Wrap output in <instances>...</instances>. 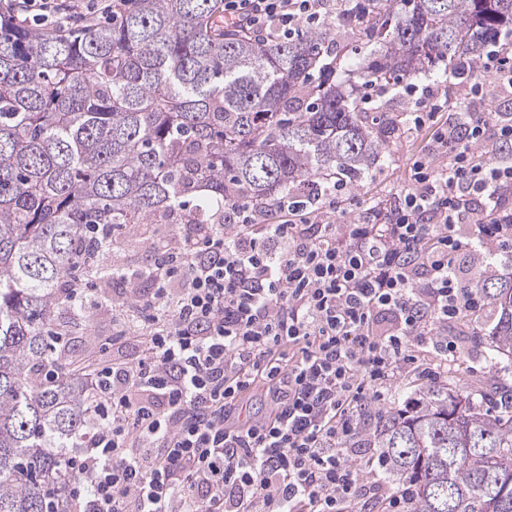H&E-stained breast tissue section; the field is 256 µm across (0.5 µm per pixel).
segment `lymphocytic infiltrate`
Returning <instances> with one entry per match:
<instances>
[{
  "label": "lymphocytic infiltrate",
  "instance_id": "lymphocytic-infiltrate-1",
  "mask_svg": "<svg viewBox=\"0 0 512 512\" xmlns=\"http://www.w3.org/2000/svg\"><path fill=\"white\" fill-rule=\"evenodd\" d=\"M346 0H224L233 28L291 39ZM22 26L111 17L113 0H5ZM512 90V53L489 45L471 74ZM429 131L384 207L336 182L305 186L263 220L233 199L224 221L180 225L145 266L150 288L117 293L112 333L136 358L101 353L88 372L85 430L61 459L70 512H365L371 487L352 443L384 414L412 348L432 376L458 351L450 322L486 305L483 255L512 251V113L469 103L447 117L446 83L399 84ZM470 253L472 264L458 262ZM264 388L267 414L241 419Z\"/></svg>",
  "mask_w": 512,
  "mask_h": 512
}]
</instances>
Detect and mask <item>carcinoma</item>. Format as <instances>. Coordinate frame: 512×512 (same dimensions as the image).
Masks as SVG:
<instances>
[{"mask_svg": "<svg viewBox=\"0 0 512 512\" xmlns=\"http://www.w3.org/2000/svg\"><path fill=\"white\" fill-rule=\"evenodd\" d=\"M223 0H131L117 22L64 33L0 18V512H68L86 371L52 351L50 326L82 267L112 284L128 224L224 218L247 197L268 211L291 191L363 186L393 122H371L355 84L328 83L364 31L360 73L394 89L436 62L455 73L487 41L512 49V0H368L331 29L265 40L223 25ZM498 318L486 360L512 361V272L478 283ZM415 512H512V387L482 406L450 383L373 438Z\"/></svg>", "mask_w": 512, "mask_h": 512, "instance_id": "cac0c4a2", "label": "carcinoma"}]
</instances>
